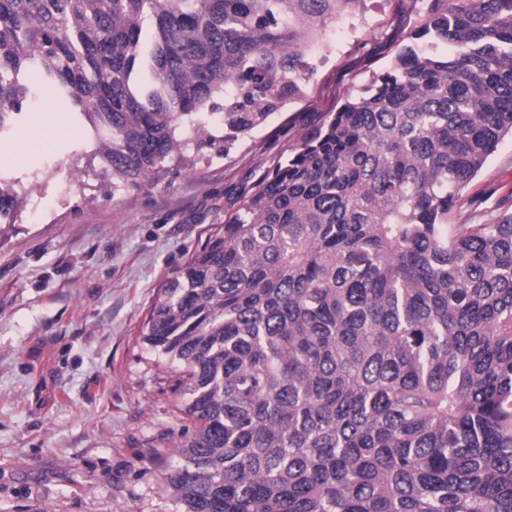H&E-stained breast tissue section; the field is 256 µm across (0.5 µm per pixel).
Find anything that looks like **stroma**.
Here are the masks:
<instances>
[{"instance_id":"stroma-1","label":"stroma","mask_w":512,"mask_h":512,"mask_svg":"<svg viewBox=\"0 0 512 512\" xmlns=\"http://www.w3.org/2000/svg\"><path fill=\"white\" fill-rule=\"evenodd\" d=\"M427 0H364L353 32L326 29L301 90L186 172L113 189L70 111L46 105L0 166L24 194L0 226V512H176L165 476L187 421L180 376L142 341L171 272L309 129L390 65ZM512 210V137L456 203L453 224Z\"/></svg>"}]
</instances>
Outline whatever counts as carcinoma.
Returning <instances> with one entry per match:
<instances>
[{"mask_svg":"<svg viewBox=\"0 0 512 512\" xmlns=\"http://www.w3.org/2000/svg\"><path fill=\"white\" fill-rule=\"evenodd\" d=\"M360 2L0 0V135L49 88L140 189L215 144L217 100L224 138L264 126ZM410 38L152 304L178 512H512V212L448 223L512 135V0H429ZM22 199L0 179V224Z\"/></svg>","mask_w":512,"mask_h":512,"instance_id":"obj_1","label":"carcinoma"}]
</instances>
